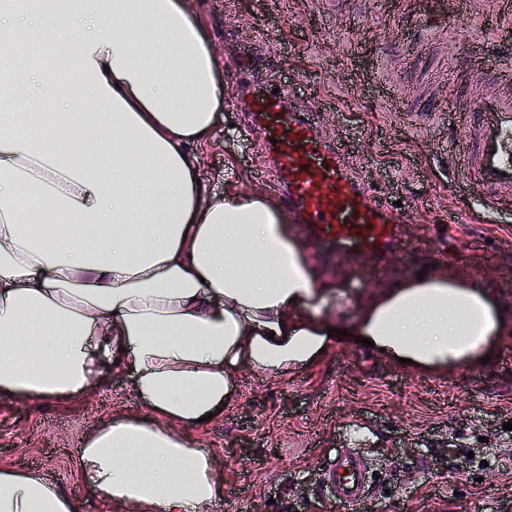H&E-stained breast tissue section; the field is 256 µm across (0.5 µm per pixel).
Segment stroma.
<instances>
[{
  "mask_svg": "<svg viewBox=\"0 0 512 512\" xmlns=\"http://www.w3.org/2000/svg\"><path fill=\"white\" fill-rule=\"evenodd\" d=\"M217 52L226 94L200 149V188L225 182L274 200L271 156L258 125L241 122L231 56L279 69L305 103L321 104V136L374 195L405 219L384 253L331 254L298 219L291 229L324 278L355 306L386 284L438 264L487 284L512 307V209L485 208L449 165L463 140L457 103L503 90L512 23L500 0H189ZM401 109L388 111L389 99ZM441 118H433V107ZM462 222H455V215ZM487 364L431 372L398 367L341 336L311 365L274 375L241 367L232 400L191 430L212 450L222 495L209 512H344L322 482L353 448L377 474L366 512H512V331L485 348ZM75 402L0 398V467L35 471L102 512L79 471L87 436L118 415L151 418L128 370L103 367ZM493 452L499 464L482 463Z\"/></svg>",
  "mask_w": 512,
  "mask_h": 512,
  "instance_id": "35a3bbf8",
  "label": "stroma"
}]
</instances>
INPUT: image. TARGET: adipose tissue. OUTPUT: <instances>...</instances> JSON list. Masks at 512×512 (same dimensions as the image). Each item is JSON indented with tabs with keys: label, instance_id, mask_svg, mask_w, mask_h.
<instances>
[{
	"label": "adipose tissue",
	"instance_id": "adipose-tissue-1",
	"mask_svg": "<svg viewBox=\"0 0 512 512\" xmlns=\"http://www.w3.org/2000/svg\"><path fill=\"white\" fill-rule=\"evenodd\" d=\"M89 28L78 43L72 22ZM187 0H0L18 90L0 112V395L84 396L109 364L160 423L113 418L80 450L107 512H208L211 452L185 436L229 401L240 367L286 374L328 349L324 281L265 198L204 195L198 150L224 102L219 62ZM49 35L22 60L19 37ZM57 136L37 146L17 127ZM87 150L75 153V140ZM39 190L36 213L22 197ZM512 324L480 284L439 267L383 287L347 326L390 360L479 363ZM0 512H80L56 484L0 468Z\"/></svg>",
	"mask_w": 512,
	"mask_h": 512
}]
</instances>
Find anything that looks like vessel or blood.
I'll list each match as a JSON object with an SVG mask.
<instances>
[{"instance_id": "b4317fda", "label": "vessel or blood", "mask_w": 512, "mask_h": 512, "mask_svg": "<svg viewBox=\"0 0 512 512\" xmlns=\"http://www.w3.org/2000/svg\"><path fill=\"white\" fill-rule=\"evenodd\" d=\"M276 70L244 103L262 127L277 168L275 185L315 240L361 254L384 250L399 214L374 198L347 169L335 144L319 133L320 107L298 109ZM467 136L455 155V174L481 192L488 205L512 202V92L465 101ZM324 482L346 512H363L370 494L367 464L351 448L338 451Z\"/></svg>"}]
</instances>
